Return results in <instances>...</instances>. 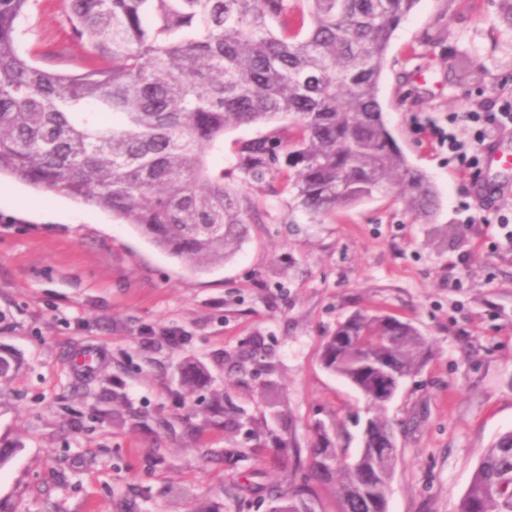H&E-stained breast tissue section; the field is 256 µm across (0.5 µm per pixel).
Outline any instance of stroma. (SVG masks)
Segmentation results:
<instances>
[{
	"mask_svg": "<svg viewBox=\"0 0 512 512\" xmlns=\"http://www.w3.org/2000/svg\"><path fill=\"white\" fill-rule=\"evenodd\" d=\"M39 0L22 49L80 70L90 56ZM388 127L439 206L415 220L396 194L312 217L288 169L260 183L236 165L275 125L224 134V183L256 203L222 267L199 272L131 225L0 177V512H267L290 451L317 424L361 449L372 411L324 367L325 341L355 312L412 324L427 352L385 405L399 460L388 512H454L482 456L512 431V172L499 194L434 147L417 119L512 104V24L500 0H418L395 30L379 85ZM32 197L37 207L24 208ZM207 376L193 393L187 363ZM224 396L223 405L212 402ZM287 404L274 418L272 397Z\"/></svg>",
	"mask_w": 512,
	"mask_h": 512,
	"instance_id": "1",
	"label": "stroma"
}]
</instances>
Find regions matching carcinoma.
<instances>
[{
  "label": "carcinoma",
  "mask_w": 512,
  "mask_h": 512,
  "mask_svg": "<svg viewBox=\"0 0 512 512\" xmlns=\"http://www.w3.org/2000/svg\"><path fill=\"white\" fill-rule=\"evenodd\" d=\"M66 21L93 54L77 74L21 51V21L38 0H0V176L94 206L133 225L158 250L208 271L241 244L255 203L224 185V132L288 121L291 136L254 139L238 166L254 182L277 151L293 171L298 207L314 217L397 190L426 218L437 205L383 116L378 86L391 37L417 0H68ZM300 12V24L292 26ZM425 340L391 316L357 312L325 343L321 361L374 407L372 356L404 373ZM334 428L307 457L294 452L275 512H369L397 461L336 464ZM512 431L486 450L456 512H512Z\"/></svg>",
  "instance_id": "obj_1"
}]
</instances>
